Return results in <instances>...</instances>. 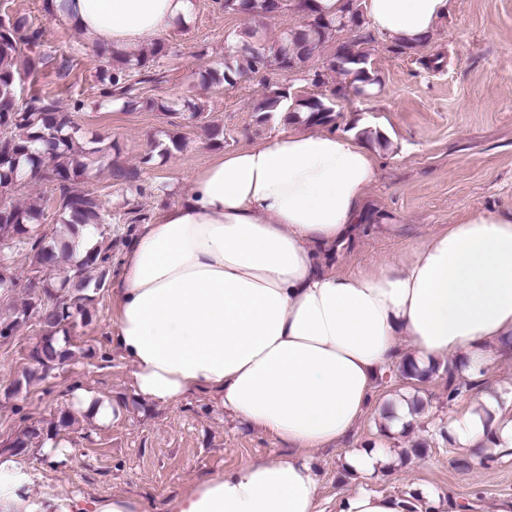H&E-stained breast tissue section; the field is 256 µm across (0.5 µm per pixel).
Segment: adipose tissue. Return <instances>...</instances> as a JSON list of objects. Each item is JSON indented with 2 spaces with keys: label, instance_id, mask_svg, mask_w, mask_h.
I'll use <instances>...</instances> for the list:
<instances>
[{
  "label": "adipose tissue",
  "instance_id": "adipose-tissue-1",
  "mask_svg": "<svg viewBox=\"0 0 512 512\" xmlns=\"http://www.w3.org/2000/svg\"><path fill=\"white\" fill-rule=\"evenodd\" d=\"M452 0H362L375 31L415 44ZM191 0H71L93 45L132 52L187 21ZM376 157L333 131L280 130L220 153L187 198L140 226L112 286L113 347L136 394L168 405L195 391L270 434L286 454L208 476L164 512H450L446 496L357 487L323 510L306 450L335 444L390 369L448 361L480 387L443 431L451 445L512 451V386L483 379L512 352V213H474L400 261L350 274L323 264L363 215ZM0 512H148L132 495L38 496L0 458Z\"/></svg>",
  "mask_w": 512,
  "mask_h": 512
}]
</instances>
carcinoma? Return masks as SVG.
I'll return each mask as SVG.
<instances>
[{
  "instance_id": "1",
  "label": "carcinoma",
  "mask_w": 512,
  "mask_h": 512,
  "mask_svg": "<svg viewBox=\"0 0 512 512\" xmlns=\"http://www.w3.org/2000/svg\"><path fill=\"white\" fill-rule=\"evenodd\" d=\"M224 12L255 17H271L288 7V0H222ZM349 22L351 32L365 25L360 0H345L341 14L336 17L318 16L316 26L309 24L285 31L278 41L269 45L257 37V30L246 29L229 33L234 48L224 56L222 83L234 87L242 76L275 66L283 73H299L313 59L314 53L323 48L328 39L343 30L342 21ZM40 33L31 29L23 17L0 18V240L9 241L16 249H24L32 258V267L38 276L29 279L27 299L9 319L0 320V338L14 335L18 327L35 315L45 330L44 343L36 351L35 359L42 371L65 363L71 356L69 350L54 345V335L67 331V326L77 319H85L87 303L86 272L99 271L95 288L104 287L112 266V246L93 244L79 256H74L71 246L59 238L48 241L34 234L33 225L38 223L41 212L24 208L9 200L10 192L24 184V178L44 179L52 182L62 198L58 208L59 221L68 235L76 237L86 227L95 230L112 223V213L104 209L93 197L76 187L85 174L89 162L103 163L108 159L100 148H84L74 144L69 115L60 111L56 99L47 95L33 94L21 101L17 98V86L21 73L14 65L22 51H28L26 73L39 71L48 56L40 50ZM100 58L112 60V71L104 79L99 96L104 101L120 100L130 108L140 102L137 85L156 82L158 60L171 53L168 44L159 40L147 54L116 55L102 46L93 47ZM328 68L342 76L347 86L356 91L381 85L372 68L370 54L359 44L341 42L328 59ZM290 101V92L283 86L267 90L259 111L271 112ZM160 109L174 115L196 118L201 107L189 98L160 105ZM295 112L308 113L313 123H328L336 112L334 98L325 94H307L294 101ZM68 262L59 285L48 281L43 274L59 267L60 261ZM441 372L445 375L448 402L455 401L469 387L458 377L457 366L432 367L420 372L415 365H400L388 376L423 381ZM43 441L44 433L37 427L23 430L12 443L17 454L24 452L33 441Z\"/></svg>"
}]
</instances>
